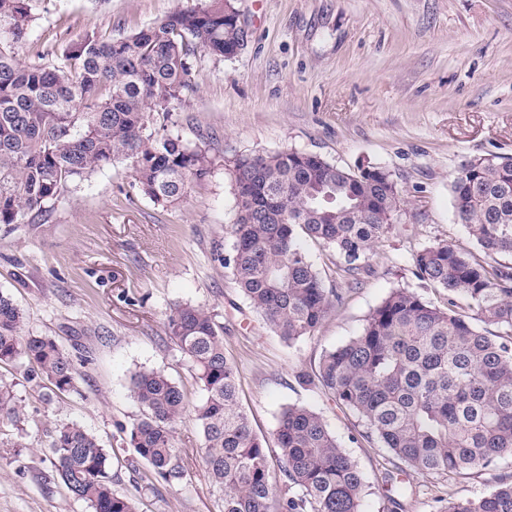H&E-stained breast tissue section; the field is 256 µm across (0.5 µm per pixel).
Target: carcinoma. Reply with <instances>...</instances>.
Wrapping results in <instances>:
<instances>
[{
  "label": "carcinoma",
  "instance_id": "carcinoma-1",
  "mask_svg": "<svg viewBox=\"0 0 512 512\" xmlns=\"http://www.w3.org/2000/svg\"><path fill=\"white\" fill-rule=\"evenodd\" d=\"M38 0H0V224L48 219L74 184L107 165L131 168L132 186L165 205L182 201L211 173L207 142L173 131L175 105L196 90L191 61L200 51L229 58L243 31L225 16V0L174 11L121 38L87 32L26 62L18 44ZM48 62H43V59ZM234 220L225 267L264 323L292 344L322 324L340 288H329L305 242L332 249L351 281L368 270L404 206L392 174L380 166L340 168L301 151L232 160ZM454 215L491 259L433 242L413 258L423 284L443 291L432 305L394 288L360 333L322 353L319 385L365 430L408 466L455 477L512 455V157L475 156L451 185ZM464 301L467 311L455 310ZM24 317L0 294V364L23 358L30 379L77 393L70 355L50 336L23 333ZM494 325L496 334L481 325ZM166 332L190 362L202 397L194 417L206 472L223 512H364L365 480L323 419L288 406L274 431L282 488L273 481L265 440L241 406L234 364L224 352L217 315L175 305ZM140 418L121 441L149 468L147 486L182 476L174 424L184 393L163 371L131 376ZM26 421L13 386L0 382V426ZM57 475L92 512H137L113 488L111 454L83 426L58 423L49 433ZM437 512H512V476L479 497L437 500Z\"/></svg>",
  "mask_w": 512,
  "mask_h": 512
}]
</instances>
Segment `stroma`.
I'll return each mask as SVG.
<instances>
[{"label": "stroma", "instance_id": "obj_1", "mask_svg": "<svg viewBox=\"0 0 512 512\" xmlns=\"http://www.w3.org/2000/svg\"><path fill=\"white\" fill-rule=\"evenodd\" d=\"M208 0H41L18 52L34 57L87 31L132 33ZM246 40L231 58H195L196 92L173 114L184 139L211 146L212 171L176 206L132 186L127 164L109 165L62 196L46 223L0 226V292L27 331L55 337L80 376L79 393L46 396L27 364H0L27 420L20 447H0V512H90L52 465L49 432L75 422L114 450L115 490L139 512H222L191 410L201 397L187 357L165 334L177 303L217 313L224 348L256 434L272 440L283 408L318 413L366 482L365 512H434L438 498L477 497L512 473V457L460 479L411 469L361 435L354 416L315 380L324 350L355 336L396 287L441 306L413 257L443 241L476 251L453 215L450 184L461 164L512 156V0H234ZM297 150L344 169L389 170L408 214L375 248L369 273L349 282L336 256L307 249L326 284L344 291L310 337L287 343L269 330L235 283L230 252L234 186L229 159ZM142 367L163 370L189 405L175 425L182 478L145 489L143 463L121 443L140 410L130 388ZM408 485L389 501L391 481Z\"/></svg>", "mask_w": 512, "mask_h": 512}]
</instances>
